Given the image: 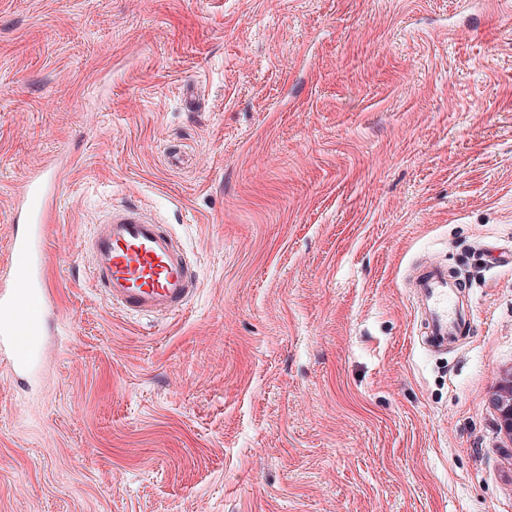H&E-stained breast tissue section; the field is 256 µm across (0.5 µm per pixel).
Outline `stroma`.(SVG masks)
Wrapping results in <instances>:
<instances>
[{"instance_id": "1", "label": "stroma", "mask_w": 512, "mask_h": 512, "mask_svg": "<svg viewBox=\"0 0 512 512\" xmlns=\"http://www.w3.org/2000/svg\"><path fill=\"white\" fill-rule=\"evenodd\" d=\"M61 154L0 512H512V0H0V254ZM130 203L197 273L183 312L92 285ZM424 260L471 309L444 353ZM409 288H413L424 308L425 344L435 350L446 349L448 339L468 331L463 307L454 308L462 293L460 283L448 277V269L442 264L434 261L421 264L410 279ZM500 430L512 441V377L505 380L494 399Z\"/></svg>"}]
</instances>
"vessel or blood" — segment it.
Listing matches in <instances>:
<instances>
[{
    "label": "vessel or blood",
    "mask_w": 512,
    "mask_h": 512,
    "mask_svg": "<svg viewBox=\"0 0 512 512\" xmlns=\"http://www.w3.org/2000/svg\"><path fill=\"white\" fill-rule=\"evenodd\" d=\"M55 181L29 173L15 195L12 233L0 260V362L25 369L55 315L54 291L44 276L41 240L52 214L45 201ZM94 282L126 313L161 315L184 310L194 278L187 255L171 233L137 205L112 210L91 242ZM424 308V342L436 350L469 327L456 303L462 293L442 264H421L409 281Z\"/></svg>",
    "instance_id": "1"
}]
</instances>
